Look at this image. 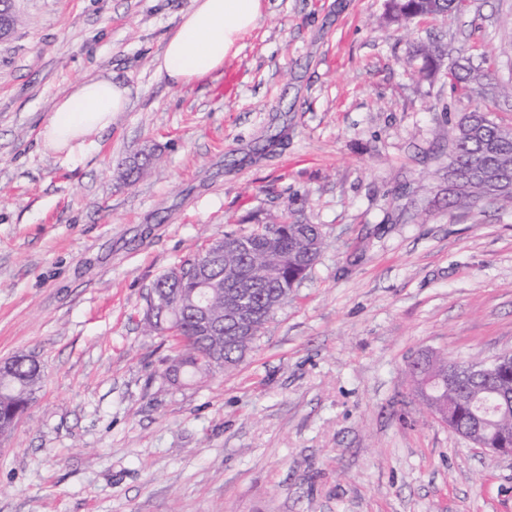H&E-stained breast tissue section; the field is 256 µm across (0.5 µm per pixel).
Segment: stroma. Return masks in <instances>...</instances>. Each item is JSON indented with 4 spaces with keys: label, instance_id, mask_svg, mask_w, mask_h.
<instances>
[{
    "label": "stroma",
    "instance_id": "1",
    "mask_svg": "<svg viewBox=\"0 0 512 512\" xmlns=\"http://www.w3.org/2000/svg\"><path fill=\"white\" fill-rule=\"evenodd\" d=\"M191 0H14L0 41V360L44 381L0 434V512H512L493 459L411 392L424 354L512 352V205L448 204V131L512 97L454 91L407 58L512 84V0L386 25V0H266L221 73L155 69ZM127 111L68 157L39 134L87 76ZM277 137L268 146L269 137ZM154 160L136 182L122 161ZM294 202L320 257L235 369L165 386L152 282Z\"/></svg>",
    "mask_w": 512,
    "mask_h": 512
}]
</instances>
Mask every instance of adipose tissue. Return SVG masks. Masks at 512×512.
<instances>
[{
  "label": "adipose tissue",
  "instance_id": "obj_1",
  "mask_svg": "<svg viewBox=\"0 0 512 512\" xmlns=\"http://www.w3.org/2000/svg\"><path fill=\"white\" fill-rule=\"evenodd\" d=\"M263 8V0H192L156 60L157 73L171 86L185 87L223 69L259 25ZM129 94L101 75L74 83L43 125L44 146L69 155L83 150L90 130L110 127L114 115L127 110Z\"/></svg>",
  "mask_w": 512,
  "mask_h": 512
}]
</instances>
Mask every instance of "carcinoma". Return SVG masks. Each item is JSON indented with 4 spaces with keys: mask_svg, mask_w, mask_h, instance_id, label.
<instances>
[{
    "mask_svg": "<svg viewBox=\"0 0 512 512\" xmlns=\"http://www.w3.org/2000/svg\"><path fill=\"white\" fill-rule=\"evenodd\" d=\"M460 0H387L388 19L406 25L415 20L446 19L459 15ZM448 79L453 87L467 89L474 81L480 93L494 95L499 85L490 69H474L458 61L448 69ZM500 124L490 119L488 113L475 110L465 114L451 129L448 180L462 179V191L455 194L452 203L476 208L485 201L512 203V191L493 186L492 179L501 173L512 174V141L499 135ZM277 226L276 236H267V229ZM229 242L232 249H224V262L214 271L213 277L224 282L239 280L252 288L255 295H263L269 301L254 304L247 310V327L234 323L223 326L219 336H205L200 330L190 306V298L197 293V283L190 275L193 257H188L160 275L151 285L146 300L147 331L169 335L174 340V356L166 379L172 383L195 381L218 370V362L228 370L236 367L255 347L265 324L281 309L302 280L316 264L324 245L323 234L316 224H292L288 215L270 222L253 225L247 232L229 230L220 238L207 244L211 248L218 243ZM167 295L179 305L177 315L158 311L149 314L152 298ZM232 300L218 287L212 294L211 313L222 322L224 312ZM448 366V358L434 357L427 368L410 364L407 374L414 393L419 397L429 394L427 405L440 410L454 406L453 423L467 428L471 420L479 416L472 409L471 400L478 391H512V375L507 373L487 385L465 376L454 393L439 392L425 387L427 378L441 375ZM43 375L40 365L28 355L11 358L8 376L0 378V433L12 430L14 416L25 410L32 395L41 386ZM482 436L499 448L512 446V404L503 405L498 411L484 416Z\"/></svg>",
    "mask_w": 512,
    "mask_h": 512,
    "instance_id": "carcinoma-1",
    "label": "carcinoma"
}]
</instances>
